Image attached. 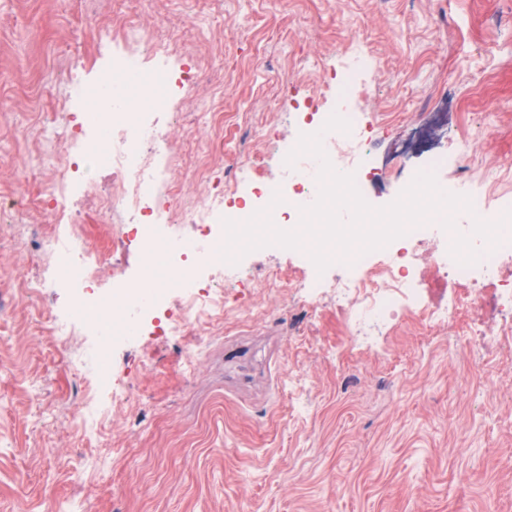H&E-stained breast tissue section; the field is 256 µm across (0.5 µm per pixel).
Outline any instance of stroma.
I'll return each instance as SVG.
<instances>
[{"label":"stroma","instance_id":"stroma-1","mask_svg":"<svg viewBox=\"0 0 512 512\" xmlns=\"http://www.w3.org/2000/svg\"><path fill=\"white\" fill-rule=\"evenodd\" d=\"M127 24L166 44L173 72H200L162 117L160 194L184 235V212L232 195L249 161L278 176L265 132L292 139L310 100L333 109L322 81L343 79L355 36L374 60L357 101L373 148L409 146L366 184L371 201L425 168L445 123L473 148L440 187L466 175L494 188L489 205L512 202V0H0V512H512V352L473 345L499 323L406 312L351 335L333 297L314 310L291 288L294 253L244 255L194 364L183 335L112 347L103 444L74 426L85 384L38 319L74 291L32 288L53 277L43 235L69 229L45 191L87 215L126 279L143 257L112 247L111 170H69L41 126L84 120L92 98L68 91L111 76ZM103 449L109 466L90 468Z\"/></svg>","mask_w":512,"mask_h":512}]
</instances>
